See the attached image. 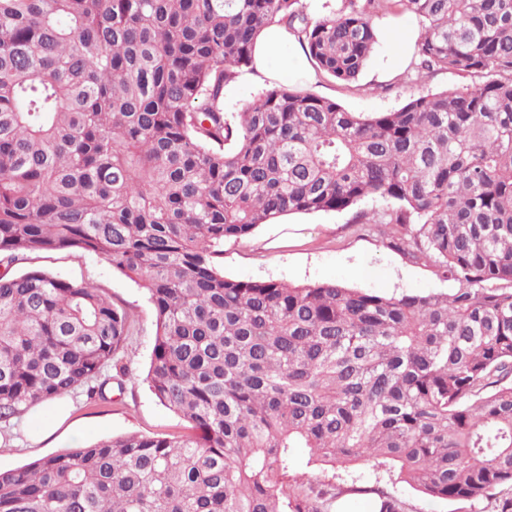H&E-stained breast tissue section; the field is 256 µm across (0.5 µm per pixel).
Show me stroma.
Listing matches in <instances>:
<instances>
[{
    "label": "stroma",
    "instance_id": "35a3bbf8",
    "mask_svg": "<svg viewBox=\"0 0 512 512\" xmlns=\"http://www.w3.org/2000/svg\"><path fill=\"white\" fill-rule=\"evenodd\" d=\"M400 50L397 43H383L364 70L358 86L329 78L289 75L288 85L336 100L351 112H390L410 97L431 91L465 86L466 78L452 72L436 73L422 85L394 83L376 88L377 74ZM351 212L293 214L258 227L245 240H228L219 267L225 276L241 281L277 280L293 285L338 282L384 295L452 293V282L438 276L435 267L411 260L387 248L380 238L352 224ZM38 269L73 282L100 288L112 301L123 304L135 319L122 353L124 393L109 400H90L82 391L65 396L69 410L55 423L53 434L35 442L32 423L40 406L28 408L0 441V470L23 466L70 444L72 434L93 443L127 433L142 435L188 434L186 422L154 398L145 380L154 343L155 316L144 288L95 254L64 251L29 256L14 264L16 273ZM323 480L338 486L351 481L377 485L401 500L405 512H489V501L431 499L400 482L387 468L365 461L343 470L321 471Z\"/></svg>",
    "mask_w": 512,
    "mask_h": 512
}]
</instances>
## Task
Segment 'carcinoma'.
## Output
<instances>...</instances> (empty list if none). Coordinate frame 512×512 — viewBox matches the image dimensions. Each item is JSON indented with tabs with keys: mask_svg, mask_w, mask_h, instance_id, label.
<instances>
[{
	"mask_svg": "<svg viewBox=\"0 0 512 512\" xmlns=\"http://www.w3.org/2000/svg\"><path fill=\"white\" fill-rule=\"evenodd\" d=\"M408 13L397 77L474 78L393 112L274 83L225 89L284 27L315 73L354 81ZM429 263L445 294L224 276V241L341 212ZM80 250L145 288L146 375L187 436L128 433L0 471V512H330L295 470L374 461L436 499L512 485V0H0V423L88 387L132 317L103 292L11 267ZM246 72L239 79L229 86L226 92L225 105L228 112H239L240 109L262 89L266 87L263 82H255L246 78Z\"/></svg>",
	"mask_w": 512,
	"mask_h": 512,
	"instance_id": "obj_1",
	"label": "carcinoma"
}]
</instances>
